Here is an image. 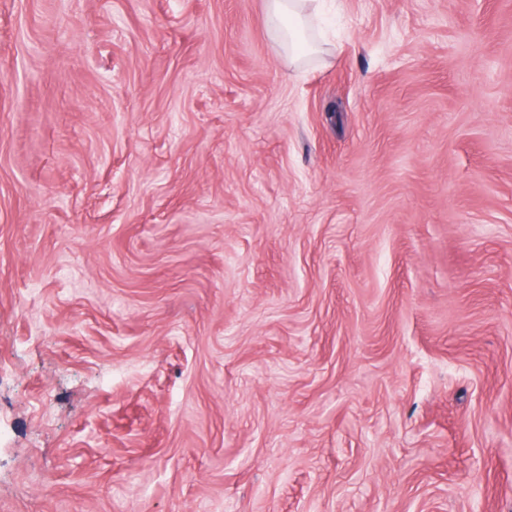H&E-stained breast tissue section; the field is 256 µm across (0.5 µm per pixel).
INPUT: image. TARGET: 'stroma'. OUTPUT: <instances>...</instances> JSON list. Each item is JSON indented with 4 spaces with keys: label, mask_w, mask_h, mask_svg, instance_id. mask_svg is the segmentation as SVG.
<instances>
[{
    "label": "stroma",
    "mask_w": 512,
    "mask_h": 512,
    "mask_svg": "<svg viewBox=\"0 0 512 512\" xmlns=\"http://www.w3.org/2000/svg\"><path fill=\"white\" fill-rule=\"evenodd\" d=\"M0 0V512H512V0ZM267 1V27L280 37L288 57L296 60L306 53L319 50L316 43L311 44L306 38V32L313 25L316 11V7L307 2H315L314 0Z\"/></svg>",
    "instance_id": "35a3bbf8"
}]
</instances>
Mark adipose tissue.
I'll return each mask as SVG.
<instances>
[{
  "mask_svg": "<svg viewBox=\"0 0 512 512\" xmlns=\"http://www.w3.org/2000/svg\"><path fill=\"white\" fill-rule=\"evenodd\" d=\"M314 12L308 0H268L266 24L273 32L282 34V44L289 57L296 59L317 51V44L306 38L314 22Z\"/></svg>",
  "mask_w": 512,
  "mask_h": 512,
  "instance_id": "obj_1",
  "label": "adipose tissue"
}]
</instances>
